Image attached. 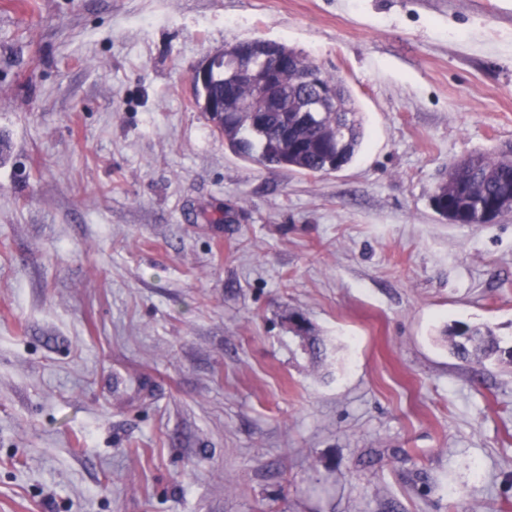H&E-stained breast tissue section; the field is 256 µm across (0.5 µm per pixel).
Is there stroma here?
<instances>
[{
    "mask_svg": "<svg viewBox=\"0 0 512 512\" xmlns=\"http://www.w3.org/2000/svg\"><path fill=\"white\" fill-rule=\"evenodd\" d=\"M352 90L340 171L264 168L194 104L246 39ZM512 0H0V512H512ZM321 341L312 356L291 318ZM512 183V153L501 151L491 155H478L463 162L452 164L448 169V180L441 182L435 190V195L448 197L454 206L452 213L448 206L436 202L435 211L450 223L458 224H484L478 214L475 203L456 193V182H473L479 194L493 195L495 186L502 181ZM508 204L512 210V186H502L493 195L492 201L484 208V217L487 223L494 221L506 210ZM446 332L450 349L463 360L476 355L485 359L499 358L504 349L509 348L502 346L503 341L488 327L455 325Z\"/></svg>",
    "mask_w": 512,
    "mask_h": 512,
    "instance_id": "stroma-1",
    "label": "stroma"
}]
</instances>
